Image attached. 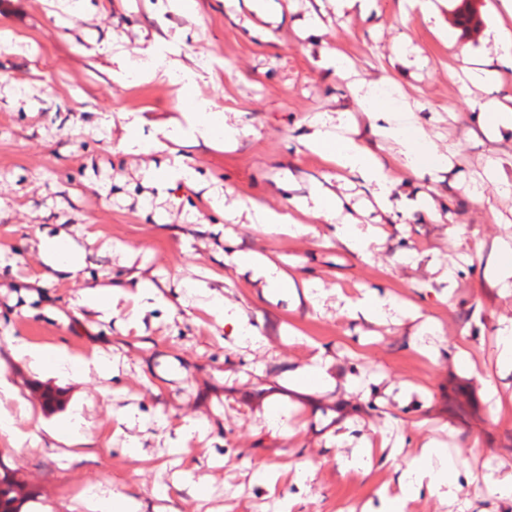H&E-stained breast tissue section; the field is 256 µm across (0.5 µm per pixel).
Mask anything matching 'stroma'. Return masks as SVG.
<instances>
[{"mask_svg": "<svg viewBox=\"0 0 512 512\" xmlns=\"http://www.w3.org/2000/svg\"><path fill=\"white\" fill-rule=\"evenodd\" d=\"M461 1L436 4L448 27L443 38L400 0L342 16L335 0H273L269 14L245 0H195L189 13L170 0H0V35L8 39L0 46V372L31 410L24 429L41 434L43 423L63 421L79 405L91 432V450L79 459L63 445L19 449L0 436V463L17 470L32 495L28 512H61L101 483L135 497L139 512H277L282 500L290 512H349L377 504L381 484L397 485L405 469L399 448L428 436L454 455L464 490L482 486L490 459L501 464L497 479L512 477V376L498 377L496 347L512 296L488 281L493 241L512 237V131H492L479 117L487 100L512 107V68L487 40L499 23L494 0H469L481 23L468 34L455 23ZM313 15L321 22L315 31L304 27ZM172 35L182 66L208 68L203 82L138 78L145 50ZM407 41L421 50L412 67L400 53ZM336 46L360 78L399 79L452 160L448 170L398 185L386 213L370 209L363 185L337 180L331 162L302 144L316 115L348 112L358 137L390 155V142L356 110L347 80L321 64ZM466 53L498 78L474 85ZM194 98L238 113L246 134L232 144L189 135ZM123 112L138 113L141 137L161 149L130 151ZM176 156L193 169L194 187L145 181L146 171ZM491 158L507 183L487 179ZM318 187L382 228L369 257L324 246L333 227L320 218L310 219V233L285 236L210 205L219 194L284 213L290 199ZM407 193L432 196L447 219L404 211ZM46 236L79 244L75 278H49ZM479 243L482 260L466 262ZM239 251L261 252L315 281L326 298L315 306L290 293L264 298L248 273L225 264ZM142 280L156 293L132 323ZM104 286L115 290L111 317L77 305L82 289ZM364 288L413 300L437 320L435 362L419 363L408 326L347 315L337 292L356 297ZM213 299L240 307L257 344L237 343L203 311ZM13 339L75 357L96 351L114 371L107 380L36 372L13 357ZM461 347L470 364L457 362ZM318 354L331 359L335 388H289L286 372ZM485 373L496 375L497 393L481 382ZM41 385L59 390L60 409L43 408ZM272 398L288 407L291 437L268 427ZM189 420L207 430L173 454ZM475 435L485 448L478 458L469 446ZM366 440L378 449L368 471L344 470ZM264 464H306L313 475L270 487L253 479Z\"/></svg>", "mask_w": 512, "mask_h": 512, "instance_id": "obj_1", "label": "stroma"}]
</instances>
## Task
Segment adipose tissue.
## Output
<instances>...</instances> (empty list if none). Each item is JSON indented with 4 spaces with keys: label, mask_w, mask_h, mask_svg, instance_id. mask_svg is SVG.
Listing matches in <instances>:
<instances>
[{
    "label": "adipose tissue",
    "mask_w": 512,
    "mask_h": 512,
    "mask_svg": "<svg viewBox=\"0 0 512 512\" xmlns=\"http://www.w3.org/2000/svg\"><path fill=\"white\" fill-rule=\"evenodd\" d=\"M351 93L355 104L369 119L374 133L396 144L397 149L390 160L382 161L366 144L339 135L328 115L312 121V131L303 144L312 152L328 155L344 177L361 179L371 187L379 207H387L392 190L407 177H420L431 170L445 168L447 158L429 140L417 108L402 101L396 92L384 90L378 82L357 81L352 85ZM190 107L193 131L224 138L228 143L242 135V128L227 124L225 117L212 111L208 101L195 99ZM294 207L302 213L335 221L337 241L352 250L365 251L373 239L374 227L362 228L349 221L336 222L335 216L342 211L343 202L330 191H317L310 199L295 201ZM230 261L240 269L250 271L253 280L266 283L270 291L280 292L293 285L287 273L255 252L235 253ZM348 309L351 315L369 321L386 318L398 323L405 319L417 321L416 333L420 336L433 330L430 320L422 318L418 307L394 297L381 299L367 291L361 298L349 302ZM11 353L15 358L27 360L36 369L51 366L60 372L81 376L95 373L108 377L112 374L111 361L95 352L75 358L60 348L19 341L12 345ZM455 469L456 460L447 448L434 441L427 442L407 459L399 479L398 494L382 497L378 512H408L409 502L423 488L441 499L457 500L463 489L453 480Z\"/></svg>",
    "instance_id": "1"
}]
</instances>
